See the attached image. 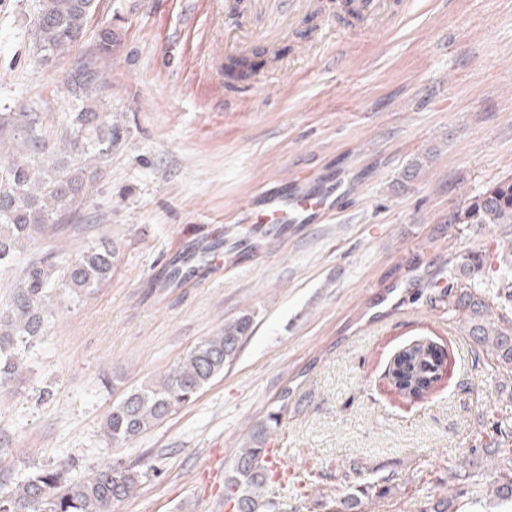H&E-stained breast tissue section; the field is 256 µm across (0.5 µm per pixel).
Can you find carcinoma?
Masks as SVG:
<instances>
[{
    "label": "carcinoma",
    "instance_id": "carcinoma-1",
    "mask_svg": "<svg viewBox=\"0 0 512 512\" xmlns=\"http://www.w3.org/2000/svg\"><path fill=\"white\" fill-rule=\"evenodd\" d=\"M96 0H36L34 48L41 59L61 56L86 35ZM116 34L99 29L92 51L52 90L71 103L57 133L47 128L49 101L39 98L18 112H0V271L20 257L32 241L71 218L90 196L97 170L85 159L103 161L112 155L120 129L104 112V63L112 55ZM256 66L239 58L228 65V76L252 75ZM453 224H512V176L468 198L453 214ZM214 243L202 237L188 245L159 272L163 288L179 285L209 269ZM118 261L116 246L105 238L89 244L64 266L50 257L26 262L9 300L0 306V389L22 381L25 355L44 335L52 293L62 289L79 298L95 292L112 278ZM490 261L483 253H468L440 279L429 282L437 296L448 297V310L462 311L468 335L498 370L512 373V262L497 261L487 282L471 275ZM253 317L244 313L224 329L193 346L160 379L125 391L104 420V435L113 447H125L191 403L206 386L224 374L250 336ZM434 349L416 345L402 351L392 371L402 370L408 384L394 383L403 395L415 386L430 390L440 370ZM288 404L255 424L249 437L224 468L225 512H282V503L265 495L272 473L263 461L274 427ZM73 464L28 468L14 485L0 483V512H114V505L140 490L156 468H139L122 457L100 465L88 476H73ZM494 496L512 510V453L502 458ZM390 492L387 479L366 478L339 498H325L327 512H364L365 504Z\"/></svg>",
    "mask_w": 512,
    "mask_h": 512
}]
</instances>
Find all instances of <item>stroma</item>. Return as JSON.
<instances>
[{"mask_svg": "<svg viewBox=\"0 0 512 512\" xmlns=\"http://www.w3.org/2000/svg\"><path fill=\"white\" fill-rule=\"evenodd\" d=\"M322 2L312 39L325 41V56L294 60L288 36L251 89L225 75L224 16L209 0H97L83 42L41 63L34 0H0V112L41 96L53 115L68 111L50 92L108 25L117 41L106 110L124 130L79 215L0 271L1 303L29 259L72 257L104 236L119 250L103 288L52 297L21 384L0 391V482L35 464L66 460L81 476L111 460L103 420L119 393L248 312L253 331L223 375L123 449L159 475L114 512H224L225 462L278 407L273 443L290 470L314 474L299 492L267 487L285 512H323L316 497L362 473L392 479L368 512L443 500L499 512L489 485L500 452L481 445L489 412L512 406V376L486 365L461 314L430 300L427 285L508 231L449 218L512 175V0H397L402 18L390 31L338 24ZM336 54L342 65H329ZM415 161L419 176L402 185ZM328 180L350 196L331 216L243 242L253 196ZM201 236L223 237L222 266L156 287ZM419 341L439 346L448 369L412 399L394 390L389 369ZM464 462L484 474L480 498L458 494L450 470Z\"/></svg>", "mask_w": 512, "mask_h": 512, "instance_id": "1", "label": "stroma"}]
</instances>
